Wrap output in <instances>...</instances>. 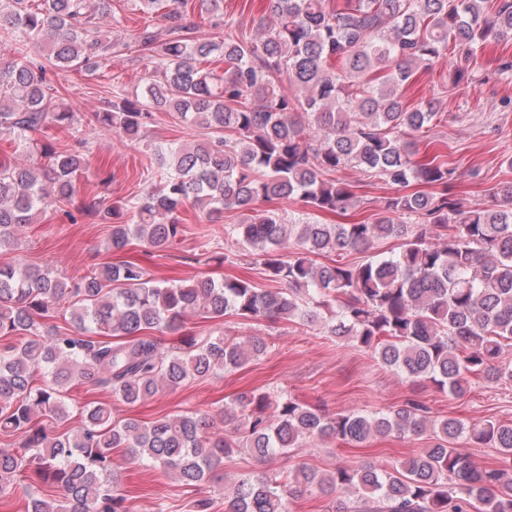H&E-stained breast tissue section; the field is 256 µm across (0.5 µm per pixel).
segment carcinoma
Returning a JSON list of instances; mask_svg holds the SVG:
<instances>
[{"mask_svg":"<svg viewBox=\"0 0 512 512\" xmlns=\"http://www.w3.org/2000/svg\"><path fill=\"white\" fill-rule=\"evenodd\" d=\"M135 2L144 14L162 13L165 29L147 25L134 45L121 46L97 24L110 0H0V136L47 160H0V251L18 249V231L40 213L71 206L87 171L83 119L58 95L59 76L93 71L132 47L152 64L151 78L134 95L112 90L93 113L95 128L139 144L154 112L164 111L207 129V138L154 148L159 185L145 197L87 206L112 220L109 248L134 240L169 248L186 203L208 215L244 211L224 236L248 247L277 287L243 276L159 283L133 262L107 263L76 281L45 267L0 265V336L23 337L0 350V433L23 437V452L0 450V500L21 490L28 512H128L114 449L186 486L243 450L259 468L220 486L224 512H288L306 493L330 498L334 512H512V423L439 418L414 399L343 414L245 391L218 411L223 433L211 430L208 414L143 422L119 419L102 403L82 409L76 430L55 432L52 423L69 417L67 385L88 381L134 404L267 351L261 337L199 340L185 331L194 318L321 324L454 398L475 375L512 384V366L498 364L512 346V183L492 194L498 204L463 206L451 194L455 168L437 155L414 160L417 137L441 121L438 102L410 107L402 95L419 69L450 53L448 85H459L479 49L512 37V0H266L271 22L259 21L249 41L198 37L187 0ZM29 45L45 62L23 57ZM49 127L69 139L64 148L41 141ZM346 166L397 188L371 222H296L257 208L297 200L312 212L344 213L358 204L353 186L333 177ZM388 238L401 240L393 256L340 260ZM60 305L83 335L41 334L36 317ZM154 332L181 334V346L163 349ZM427 432L429 447L389 467L264 469L273 455L314 440L364 448L377 437ZM461 437L497 449L494 465L478 467L458 452ZM27 470L62 496L41 498L16 481Z\"/></svg>","mask_w":512,"mask_h":512,"instance_id":"carcinoma-1","label":"carcinoma"}]
</instances>
